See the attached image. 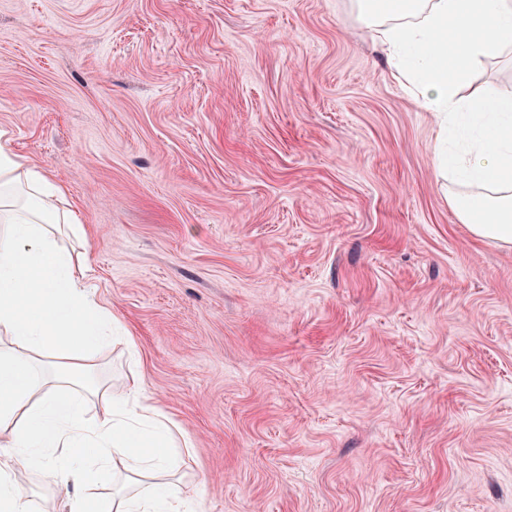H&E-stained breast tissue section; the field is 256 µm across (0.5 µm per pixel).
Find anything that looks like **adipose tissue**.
Listing matches in <instances>:
<instances>
[{
  "mask_svg": "<svg viewBox=\"0 0 512 512\" xmlns=\"http://www.w3.org/2000/svg\"><path fill=\"white\" fill-rule=\"evenodd\" d=\"M399 86L430 112L441 131L464 128L459 150L440 152L442 178L465 185L448 196L476 239L512 246V96L477 89L473 67L512 46V0H355ZM0 130V512H199L178 473L188 436L140 386L115 393L92 356L112 336V314L85 282L59 235L83 238L64 192L22 162ZM96 412H89V399ZM70 466H62L61 457ZM120 459L126 482L92 493L104 463ZM36 472L65 486L64 500L34 504L17 476Z\"/></svg>",
  "mask_w": 512,
  "mask_h": 512,
  "instance_id": "adipose-tissue-1",
  "label": "adipose tissue"
}]
</instances>
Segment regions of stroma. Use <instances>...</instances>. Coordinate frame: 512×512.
I'll use <instances>...</instances> for the list:
<instances>
[{
	"label": "stroma",
	"instance_id": "stroma-1",
	"mask_svg": "<svg viewBox=\"0 0 512 512\" xmlns=\"http://www.w3.org/2000/svg\"><path fill=\"white\" fill-rule=\"evenodd\" d=\"M1 128L203 512H512V246L352 0H0Z\"/></svg>",
	"mask_w": 512,
	"mask_h": 512
}]
</instances>
